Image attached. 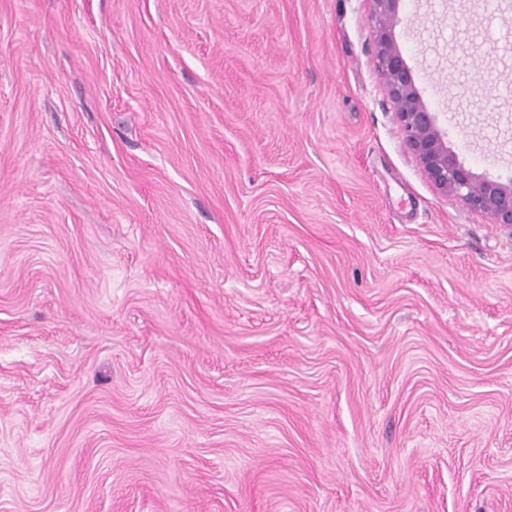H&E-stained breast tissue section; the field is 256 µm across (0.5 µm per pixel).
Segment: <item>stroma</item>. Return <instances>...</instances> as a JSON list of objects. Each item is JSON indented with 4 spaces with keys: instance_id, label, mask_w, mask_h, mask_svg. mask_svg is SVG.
<instances>
[{
    "instance_id": "1",
    "label": "stroma",
    "mask_w": 512,
    "mask_h": 512,
    "mask_svg": "<svg viewBox=\"0 0 512 512\" xmlns=\"http://www.w3.org/2000/svg\"><path fill=\"white\" fill-rule=\"evenodd\" d=\"M486 2L396 33L505 181ZM0 512H512V229L407 148L369 0H0Z\"/></svg>"
}]
</instances>
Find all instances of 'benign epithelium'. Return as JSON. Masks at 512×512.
I'll list each match as a JSON object with an SVG mask.
<instances>
[{
  "label": "benign epithelium",
  "instance_id": "obj_1",
  "mask_svg": "<svg viewBox=\"0 0 512 512\" xmlns=\"http://www.w3.org/2000/svg\"><path fill=\"white\" fill-rule=\"evenodd\" d=\"M378 72L396 106L405 143L435 187L492 223L512 228V180L481 179L448 147L395 34L402 0H370Z\"/></svg>",
  "mask_w": 512,
  "mask_h": 512
}]
</instances>
